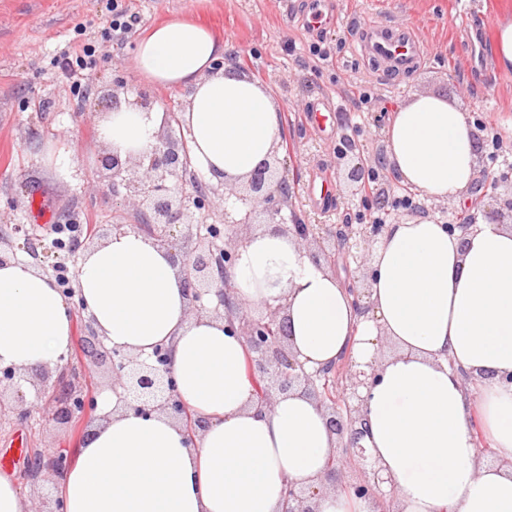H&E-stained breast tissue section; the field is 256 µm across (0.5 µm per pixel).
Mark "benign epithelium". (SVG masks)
<instances>
[{"instance_id":"obj_1","label":"benign epithelium","mask_w":512,"mask_h":512,"mask_svg":"<svg viewBox=\"0 0 512 512\" xmlns=\"http://www.w3.org/2000/svg\"><path fill=\"white\" fill-rule=\"evenodd\" d=\"M383 168L381 157L366 159L361 156H345L338 179L343 183L347 204L353 206L371 198L377 209H385L394 191L393 180L383 182L373 192L365 189L369 173ZM102 178L112 187V195L124 196L130 201L141 218V223L114 224L112 232H124L135 228H148V235L160 245L174 247L173 234L183 226L187 235L196 239L195 249L181 252L185 269L187 296L190 311L201 315L206 311L204 297L214 293L219 305L230 307L235 287L232 270L236 264V252L241 241L221 235L220 229L211 224L201 233L199 224L205 213L214 208V195L210 185L196 180H186L190 172L186 141L176 144L161 140L147 156L139 158L135 165L107 154L100 159ZM289 196L286 181L278 178L274 163L259 164L249 178L224 190V200L235 198L240 206H224V223L248 225L253 223L257 206H262L267 216V226L280 233L294 235L317 265H326L331 255L351 252L357 241L371 244L383 234L385 225L367 224L357 227L343 224L336 234L323 236L309 224L306 215L292 210L289 218L281 216L280 200ZM371 254L357 255L352 288L354 306L358 313L369 312ZM282 308L276 307L266 318L256 319L242 311L228 319L227 327L243 339L249 357L252 376L261 380L264 394L260 406L270 407L276 398L290 391H300L315 399L323 408L330 431L337 437L333 455L336 463L327 468L320 486L340 489L360 499H368L382 507V512H397V493L391 480L384 477L382 468L366 454L361 441L368 433L366 414L363 409L362 389H368L378 379L375 368L365 371L347 360L339 367L332 365L308 369L289 344L281 318ZM23 371L16 367H0V416L15 413L29 419L38 413L67 423L86 414L82 390L58 380L52 387L37 391L36 399L21 410L13 401L23 400ZM122 390L120 403L125 409L141 413L163 411L183 423L186 412L175 392V383L169 370V353L163 347L154 348L146 359L112 350V386ZM192 433L206 427L201 418L189 421ZM66 455H40L29 461V469L36 473L59 478L65 471ZM319 491L289 482L285 489L287 512H316L315 501Z\"/></svg>"}]
</instances>
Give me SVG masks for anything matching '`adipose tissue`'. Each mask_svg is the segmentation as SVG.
<instances>
[{
	"label": "adipose tissue",
	"mask_w": 512,
	"mask_h": 512,
	"mask_svg": "<svg viewBox=\"0 0 512 512\" xmlns=\"http://www.w3.org/2000/svg\"><path fill=\"white\" fill-rule=\"evenodd\" d=\"M227 51L205 25L174 17L140 35L132 58L148 84L189 90L181 119L191 163L213 184L249 176L282 137L268 91L232 65L215 69ZM164 118L123 104L103 114L99 137L135 159L157 145ZM385 133L400 184L426 202L467 200L478 155L465 112L417 95ZM371 265V310L361 315L295 237L264 229L238 248L236 296L251 311L281 307L308 366L346 354L377 364L363 445L392 479L400 512H512V385L500 381L512 373V226L481 221L461 237L406 217L386 225ZM74 289L71 304L31 262L0 266V367L62 366L77 305L107 348L169 347L176 393L207 426L189 436L165 413L117 409L116 394L101 390V421L57 485L63 512H282L287 482L323 478L336 437L320 407L289 392L257 408L242 338L225 318L191 315L184 271L165 247L143 232L112 234L84 250ZM384 342L392 353L381 354ZM474 410L507 466L477 462Z\"/></svg>",
	"instance_id": "1"
}]
</instances>
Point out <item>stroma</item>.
<instances>
[{
	"label": "stroma",
	"instance_id": "obj_1",
	"mask_svg": "<svg viewBox=\"0 0 512 512\" xmlns=\"http://www.w3.org/2000/svg\"><path fill=\"white\" fill-rule=\"evenodd\" d=\"M106 3L0 0V234L15 247L32 239L46 255L43 268L49 275L79 263L77 242L136 220L132 206L113 196L99 173L98 159L107 152L97 132L105 110L102 98L113 93L129 104L144 93L163 112H184L187 91L148 85L132 65L138 35L174 13L198 15L222 34L233 65L265 85L281 108V174L297 192L283 202V213L296 209L311 223L326 225H355L364 213L363 205L351 207L342 200L336 156L337 133L354 118L347 93L374 69L371 60L351 48L364 19L419 23L426 55L403 78L376 80L387 109L363 117L354 135L355 152L368 157L383 148L389 112L417 94L448 99L466 112L473 128L499 132L504 150L512 151V73L497 69L491 51L497 22L512 19V0H327L325 10L333 21L317 33L301 23L302 14L313 7L311 0H126L141 21L120 41L109 33ZM80 32L95 44L96 54L75 92L62 81L54 61ZM319 37L331 42L333 60L316 73L306 47ZM290 41L296 44L292 53L286 49ZM117 79L122 87H114ZM327 101L343 109V119L320 132L304 122L302 113ZM55 142L71 156L72 174L66 181L40 153L43 145ZM324 180L332 186L326 196L318 191ZM54 224L77 225L74 243L52 250ZM68 363L79 373L86 395L109 387L111 356L75 350ZM98 422L93 412L67 423L0 418V453L11 452L10 472L42 512H54L57 481L28 479V457L74 449Z\"/></svg>",
	"mask_w": 512,
	"mask_h": 512
}]
</instances>
